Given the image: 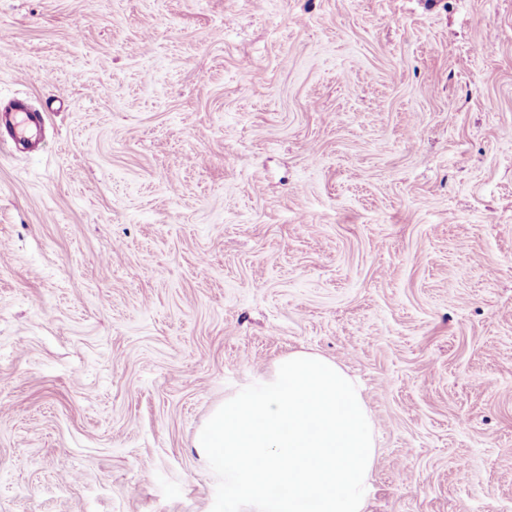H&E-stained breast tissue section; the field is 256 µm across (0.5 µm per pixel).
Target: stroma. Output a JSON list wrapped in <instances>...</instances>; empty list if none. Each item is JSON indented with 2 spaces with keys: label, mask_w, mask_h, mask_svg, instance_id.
Listing matches in <instances>:
<instances>
[{
  "label": "stroma",
  "mask_w": 512,
  "mask_h": 512,
  "mask_svg": "<svg viewBox=\"0 0 512 512\" xmlns=\"http://www.w3.org/2000/svg\"><path fill=\"white\" fill-rule=\"evenodd\" d=\"M0 512H211L194 442L341 364L366 512H512V0H0ZM14 106L1 110L0 125L11 131L14 143L28 141L30 134L43 125L45 114L32 110L20 100H15Z\"/></svg>",
  "instance_id": "obj_1"
}]
</instances>
